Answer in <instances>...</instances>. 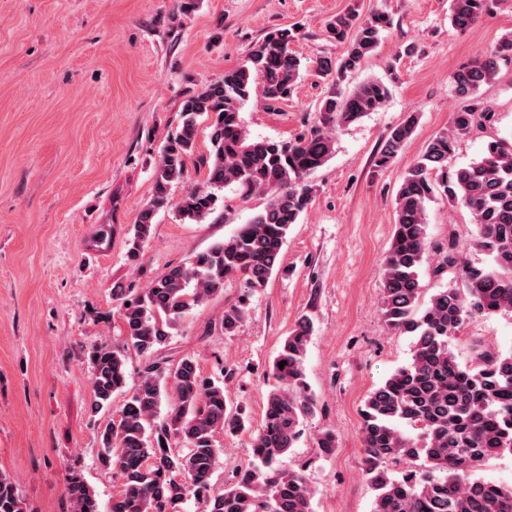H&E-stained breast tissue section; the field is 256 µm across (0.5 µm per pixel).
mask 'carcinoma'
I'll list each match as a JSON object with an SVG mask.
<instances>
[{
  "instance_id": "carcinoma-1",
  "label": "carcinoma",
  "mask_w": 512,
  "mask_h": 512,
  "mask_svg": "<svg viewBox=\"0 0 512 512\" xmlns=\"http://www.w3.org/2000/svg\"><path fill=\"white\" fill-rule=\"evenodd\" d=\"M488 6L489 0H452V26L469 28ZM389 24L383 13L335 16L327 34L348 42L346 51L337 60L317 61L316 71L342 81L376 51ZM292 41L286 29L267 33L238 68L187 96L177 131L161 147L152 199L139 211L128 242L132 258L142 251L161 210H173L182 221H200L215 209V191L231 185L265 193L268 199L232 235L172 267L139 293L131 296L120 284L112 288L120 300L124 345L95 344L86 354L92 412L106 408L126 387L127 351L134 350L142 361L138 384L100 433L99 463L122 478L109 512H178L190 496L202 501L204 512H312L313 492L303 475L279 466L298 440L302 420L314 412L304 373L310 320L298 321L269 364L267 378L273 383L251 441L255 463L217 495L210 493V479L223 449L215 434L251 427L249 416L232 408L225 395L224 381L232 371L223 370L219 380L203 375L192 356L174 365L158 357L170 330L192 308L223 292L227 280L238 276L250 291L267 286L288 230L312 200L308 177L334 152L336 130L377 111L389 97L386 84L368 80L347 94L326 98L307 136L289 141L251 137L241 111L252 90L261 87L265 105L272 108L292 97L306 70ZM509 59L512 34L454 72L456 94L474 99L494 79L499 63ZM493 117L475 104L453 113L448 129L429 140L407 169L394 200L380 310L390 329L412 336V355L369 393L361 409L363 473L375 492L372 512H512V483L477 476L489 461L512 455V348H481L473 363L463 365L450 347L472 312L512 314V137L488 141L479 160L448 170L457 141ZM202 119L210 129L206 154L197 153ZM417 123L411 112L391 129L376 166H386L405 148ZM190 164L204 173L203 182L174 201L171 188L184 182ZM440 189L474 219L464 249L452 237L441 246L428 238L427 204ZM467 249L487 254L490 264L467 261ZM433 255L438 256L435 272L455 268L461 285L438 291L422 307L421 270ZM244 313L242 301L224 309V335L236 334ZM281 361L286 362L282 369ZM173 439L183 447H171ZM401 461L415 468L393 474L387 464ZM65 494L67 512H100L95 491L76 467L66 475ZM0 512H28L16 483L4 474Z\"/></svg>"
}]
</instances>
